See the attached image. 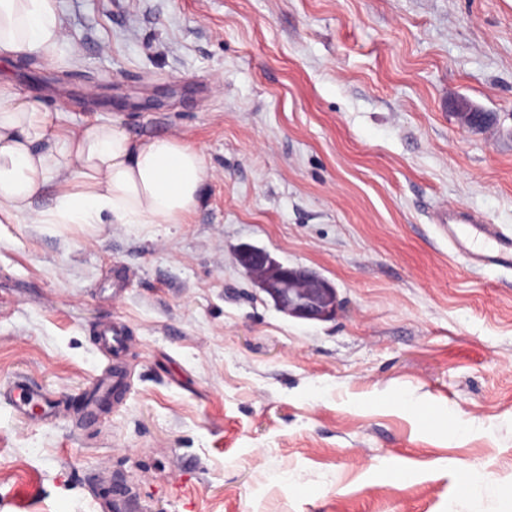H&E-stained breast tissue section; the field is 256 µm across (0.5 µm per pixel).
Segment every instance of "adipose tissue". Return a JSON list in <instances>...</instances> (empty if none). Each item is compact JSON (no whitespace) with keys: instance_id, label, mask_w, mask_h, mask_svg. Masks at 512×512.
Returning <instances> with one entry per match:
<instances>
[{"instance_id":"obj_1","label":"adipose tissue","mask_w":512,"mask_h":512,"mask_svg":"<svg viewBox=\"0 0 512 512\" xmlns=\"http://www.w3.org/2000/svg\"><path fill=\"white\" fill-rule=\"evenodd\" d=\"M65 33L58 0H0V57L57 58ZM207 169L181 137L132 138L119 121L79 130L0 79V219L27 224H181ZM55 187L50 206L35 199Z\"/></svg>"}]
</instances>
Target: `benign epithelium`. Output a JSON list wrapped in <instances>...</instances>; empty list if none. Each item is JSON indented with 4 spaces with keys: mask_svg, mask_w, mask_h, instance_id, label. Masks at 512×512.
I'll return each instance as SVG.
<instances>
[{
    "mask_svg": "<svg viewBox=\"0 0 512 512\" xmlns=\"http://www.w3.org/2000/svg\"><path fill=\"white\" fill-rule=\"evenodd\" d=\"M457 115L460 123L471 129L482 127L487 120L485 113L465 102L457 106ZM241 258L250 259L258 268L261 281L256 283V287L284 313L309 322L335 318L336 288L317 271L277 263L269 252L251 244H242L236 249L235 259Z\"/></svg>",
    "mask_w": 512,
    "mask_h": 512,
    "instance_id": "1",
    "label": "benign epithelium"
}]
</instances>
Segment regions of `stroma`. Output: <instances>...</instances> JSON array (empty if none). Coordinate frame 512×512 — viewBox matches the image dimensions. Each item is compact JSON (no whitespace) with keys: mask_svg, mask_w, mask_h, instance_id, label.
I'll list each match as a JSON object with an SVG mask.
<instances>
[{"mask_svg":"<svg viewBox=\"0 0 512 512\" xmlns=\"http://www.w3.org/2000/svg\"><path fill=\"white\" fill-rule=\"evenodd\" d=\"M58 4L79 53L0 74L69 129L181 134L208 178L183 224L0 223V512H512V269L436 221L512 233V0ZM243 243L335 318L279 311ZM440 226L459 254L475 266L512 265V235L478 215L448 209L439 216ZM241 258L250 259L258 268L257 274L262 279L254 283L258 290L288 316L309 322L335 318L336 288L317 271L276 263L269 252L251 244H242L236 249V262Z\"/></svg>","mask_w":512,"mask_h":512,"instance_id":"35a3bbf8","label":"stroma"}]
</instances>
